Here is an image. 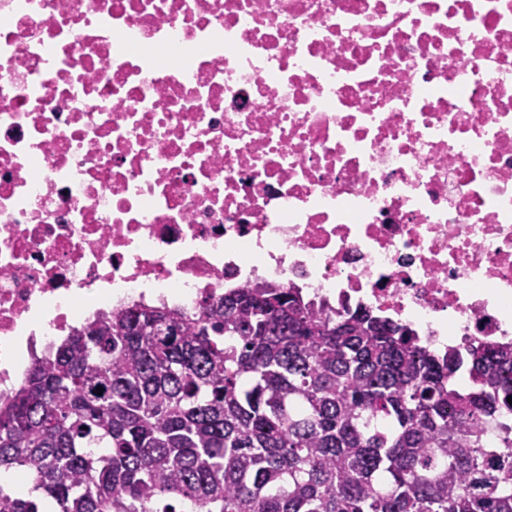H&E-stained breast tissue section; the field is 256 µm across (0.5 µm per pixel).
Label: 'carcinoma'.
Returning <instances> with one entry per match:
<instances>
[{
  "label": "carcinoma",
  "instance_id": "carcinoma-1",
  "mask_svg": "<svg viewBox=\"0 0 512 512\" xmlns=\"http://www.w3.org/2000/svg\"><path fill=\"white\" fill-rule=\"evenodd\" d=\"M104 388L98 392L96 387ZM512 344L255 283L73 330L0 406V512H512Z\"/></svg>",
  "mask_w": 512,
  "mask_h": 512
}]
</instances>
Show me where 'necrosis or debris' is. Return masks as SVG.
<instances>
[{"instance_id":"4bbe7bcc","label":"necrosis or debris","mask_w":512,"mask_h":512,"mask_svg":"<svg viewBox=\"0 0 512 512\" xmlns=\"http://www.w3.org/2000/svg\"><path fill=\"white\" fill-rule=\"evenodd\" d=\"M256 282L512 342V0H0V401Z\"/></svg>"}]
</instances>
